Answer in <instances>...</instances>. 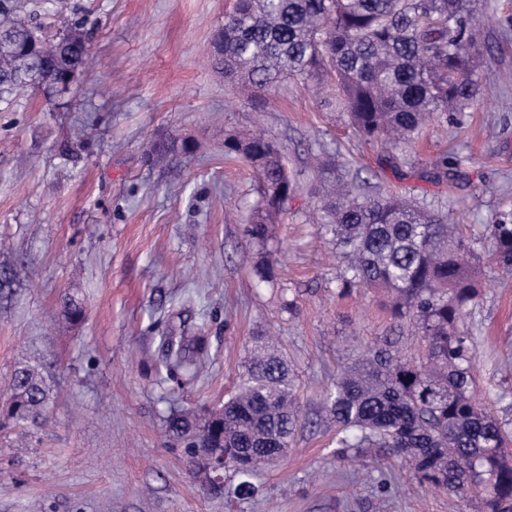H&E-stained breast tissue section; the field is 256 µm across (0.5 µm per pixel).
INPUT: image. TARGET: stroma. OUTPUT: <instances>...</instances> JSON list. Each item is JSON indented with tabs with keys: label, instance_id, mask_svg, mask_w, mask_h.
Segmentation results:
<instances>
[{
	"label": "stroma",
	"instance_id": "35a3bbf8",
	"mask_svg": "<svg viewBox=\"0 0 512 512\" xmlns=\"http://www.w3.org/2000/svg\"><path fill=\"white\" fill-rule=\"evenodd\" d=\"M230 4L71 0L62 20L46 0H24L51 30L81 23L93 63L69 93H24L0 111V404L20 362L42 365L58 393L46 427L0 430V512H463L386 449L354 474L335 455L323 390L374 337L419 338L373 292L338 297L345 261L318 221L317 165L462 216L481 257V301L466 319L480 395L512 428V274L489 260L485 239L512 213V0H476L477 101L398 147L365 141L316 85L291 79L258 97L226 83L210 54ZM80 124L88 134L76 141ZM246 129L276 138L298 177L263 244L245 232L256 175L224 152L225 135ZM171 132L198 150L146 161ZM441 154L459 180L421 179ZM264 260L276 274L260 284ZM67 292L86 310L72 328L50 322ZM183 322L204 324L212 360L180 389L162 380L159 336ZM268 332L294 370L300 426L232 508L207 494L164 418L223 405L253 337Z\"/></svg>",
	"mask_w": 512,
	"mask_h": 512
}]
</instances>
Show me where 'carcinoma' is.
I'll list each match as a JSON object with an SVG mask.
<instances>
[{
    "label": "carcinoma",
    "instance_id": "1",
    "mask_svg": "<svg viewBox=\"0 0 512 512\" xmlns=\"http://www.w3.org/2000/svg\"><path fill=\"white\" fill-rule=\"evenodd\" d=\"M471 0H232L213 58L224 75L265 89L281 77L335 87V102L367 141L410 137L424 121L462 112L475 102L472 61L479 43ZM87 34L78 25L48 37L0 0V105L25 88H52L58 76L88 61ZM172 136L153 151L177 155ZM224 152L247 161L260 183L248 236L269 238L271 219L294 194L276 141L264 135L224 140ZM336 198L321 207L345 259L339 293L379 290L391 318L415 323L425 344L404 356L391 337L365 345L323 397L336 422V458L362 448H388L422 485L465 499L475 512H512V433L475 395L477 352L466 326L478 305L477 271L461 225L398 195L358 192L333 175ZM489 256L512 269V220L487 225ZM58 318L75 325L81 302L62 299ZM205 328L160 337L168 380L196 383L209 359ZM53 390L38 366L13 370L7 417L14 425L46 424ZM166 429L190 462L205 449L224 458V471L243 477L233 494L255 492L249 477L258 459L291 447L298 427L296 388L288 365L259 346L239 373L224 408L173 411Z\"/></svg>",
    "mask_w": 512,
    "mask_h": 512
}]
</instances>
